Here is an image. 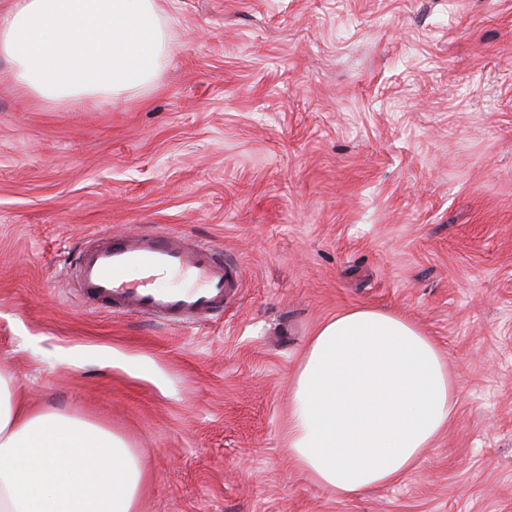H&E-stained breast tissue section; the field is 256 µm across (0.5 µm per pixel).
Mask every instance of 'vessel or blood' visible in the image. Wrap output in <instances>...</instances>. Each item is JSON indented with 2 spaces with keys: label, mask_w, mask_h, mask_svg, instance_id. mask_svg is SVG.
I'll list each match as a JSON object with an SVG mask.
<instances>
[{
  "label": "vessel or blood",
  "mask_w": 512,
  "mask_h": 512,
  "mask_svg": "<svg viewBox=\"0 0 512 512\" xmlns=\"http://www.w3.org/2000/svg\"><path fill=\"white\" fill-rule=\"evenodd\" d=\"M181 275L186 287H160ZM76 277L84 294L119 313H136L191 326L223 312L239 279L210 243L176 233L103 237L77 257Z\"/></svg>",
  "instance_id": "1"
}]
</instances>
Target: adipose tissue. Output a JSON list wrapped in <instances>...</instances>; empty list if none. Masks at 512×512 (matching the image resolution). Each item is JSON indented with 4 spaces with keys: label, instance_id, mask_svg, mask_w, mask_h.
I'll list each match as a JSON object with an SVG mask.
<instances>
[{
    "label": "adipose tissue",
    "instance_id": "adipose-tissue-1",
    "mask_svg": "<svg viewBox=\"0 0 512 512\" xmlns=\"http://www.w3.org/2000/svg\"><path fill=\"white\" fill-rule=\"evenodd\" d=\"M168 32L156 0H12L0 57L23 97L124 101L158 81ZM287 451L342 496L400 481L454 413L436 343L402 314L360 306L309 337L291 384ZM145 466L107 427L22 406L0 371V512H137Z\"/></svg>",
    "mask_w": 512,
    "mask_h": 512
}]
</instances>
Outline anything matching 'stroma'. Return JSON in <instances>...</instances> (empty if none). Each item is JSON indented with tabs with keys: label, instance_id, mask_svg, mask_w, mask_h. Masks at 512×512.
Segmentation results:
<instances>
[{
	"label": "stroma",
	"instance_id": "35a3bbf8",
	"mask_svg": "<svg viewBox=\"0 0 512 512\" xmlns=\"http://www.w3.org/2000/svg\"><path fill=\"white\" fill-rule=\"evenodd\" d=\"M159 83L19 97L0 58V370L122 436L140 512H512V0H158ZM213 244L240 280L191 327L73 287L104 234ZM398 310L456 410L395 484L343 497L284 450L323 322Z\"/></svg>",
	"mask_w": 512,
	"mask_h": 512
}]
</instances>
